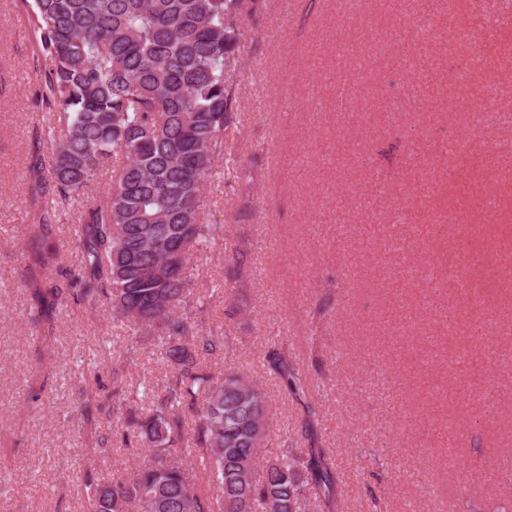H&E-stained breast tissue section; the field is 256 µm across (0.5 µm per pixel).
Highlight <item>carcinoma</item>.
Here are the masks:
<instances>
[{"label": "carcinoma", "instance_id": "cac0c4a2", "mask_svg": "<svg viewBox=\"0 0 512 512\" xmlns=\"http://www.w3.org/2000/svg\"><path fill=\"white\" fill-rule=\"evenodd\" d=\"M257 7L258 0H33L46 61L42 96L53 109V151L34 174L40 188L52 190L51 212L88 193L111 157L127 159L111 189L74 225L80 297L149 328L155 351L174 372L161 397L125 415L120 443L147 448L148 462L115 484L86 473L95 512H336L338 478L331 456L315 447L307 373L283 352L266 354L269 369L302 404L301 435L310 448L285 449L258 477L266 392L234 371L204 373L200 357L225 353L228 334L202 331L176 312L190 294L191 252L225 239L224 225L203 221L201 196L218 175L227 183L239 174L236 156L223 154L224 130L238 122L237 65L248 43L240 18ZM482 67L481 52L470 51L460 81ZM187 228L188 251L173 275L171 253ZM28 257L50 271L57 253L35 235ZM59 306L57 290L37 288L30 315L49 321ZM194 456L214 486L211 495L193 489L183 462Z\"/></svg>", "mask_w": 512, "mask_h": 512}]
</instances>
